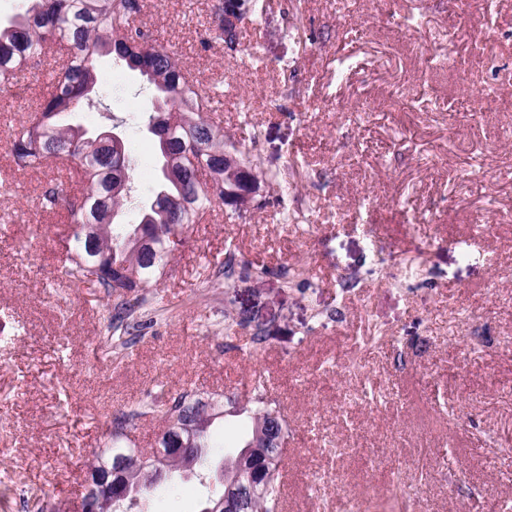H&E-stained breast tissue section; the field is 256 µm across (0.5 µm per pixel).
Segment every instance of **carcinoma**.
<instances>
[{
    "instance_id": "obj_1",
    "label": "carcinoma",
    "mask_w": 512,
    "mask_h": 512,
    "mask_svg": "<svg viewBox=\"0 0 512 512\" xmlns=\"http://www.w3.org/2000/svg\"><path fill=\"white\" fill-rule=\"evenodd\" d=\"M31 5L7 23H0V86L14 83L24 68L48 64L46 48L54 43L65 58L54 71L51 91L33 117L21 122L12 135L11 153L19 169L44 166L67 171L84 184L79 196H67L55 186L42 194L46 209L63 208L68 215L65 274L77 284H90L116 297L111 339L129 349L142 338L149 313L146 291L166 275L181 236L191 224L206 220L224 200V130L206 118L213 97L198 90L178 54L159 45L135 18L143 0H30ZM224 40V2L213 6L204 44ZM110 56L137 73L153 92L155 110L145 120L157 145L155 192L161 201L141 209L137 224L118 223L119 212L131 191L128 150L117 154L112 145L89 138L73 123L76 114L92 105L100 92L95 60ZM235 398L222 393L184 391L149 409H133L112 420L109 445L97 453L87 473L104 477L113 463L122 465L125 483L135 497L110 504L108 512H149L156 492L173 491V479L183 475L184 462L169 457L147 466L142 451L130 439L132 422L160 409L163 430L194 434L196 464L190 473H213L224 464V453L211 427L221 419L224 403ZM250 426L241 447L261 430H276L261 442L249 467L262 466L265 478L252 492H243L240 512H279V467L288 438L285 415L263 394L255 405L237 408Z\"/></svg>"
}]
</instances>
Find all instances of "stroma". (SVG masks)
<instances>
[{
	"label": "stroma",
	"mask_w": 512,
	"mask_h": 512,
	"mask_svg": "<svg viewBox=\"0 0 512 512\" xmlns=\"http://www.w3.org/2000/svg\"><path fill=\"white\" fill-rule=\"evenodd\" d=\"M216 2L146 0L140 20L220 83L211 119L273 179L260 208L185 231L125 358L103 340L112 299L64 274L46 171L11 160L51 71L0 88V512H77L113 415L157 388L244 400L259 377L288 417L281 512H512V0L482 18L450 0H258L237 51H204ZM99 71L112 79L80 121L120 120L134 224L155 188L152 92ZM407 256L422 260L410 281ZM294 266L310 287L284 286ZM205 494L191 475L152 509L198 512Z\"/></svg>",
	"instance_id": "stroma-1"
}]
</instances>
